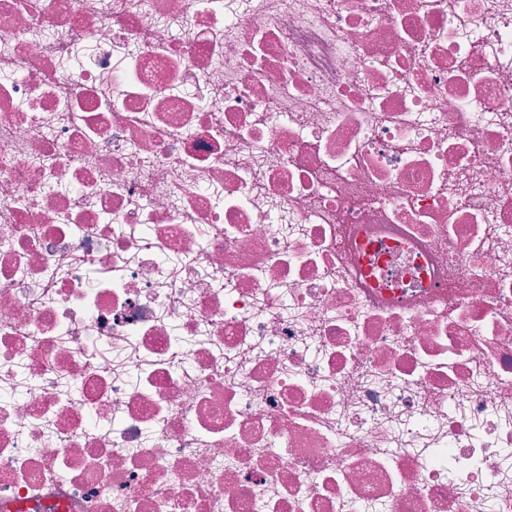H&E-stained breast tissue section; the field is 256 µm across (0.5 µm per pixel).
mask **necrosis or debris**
I'll return each instance as SVG.
<instances>
[{
    "mask_svg": "<svg viewBox=\"0 0 512 512\" xmlns=\"http://www.w3.org/2000/svg\"><path fill=\"white\" fill-rule=\"evenodd\" d=\"M509 448L512 0H0V512H512Z\"/></svg>",
    "mask_w": 512,
    "mask_h": 512,
    "instance_id": "obj_1",
    "label": "necrosis or debris"
}]
</instances>
